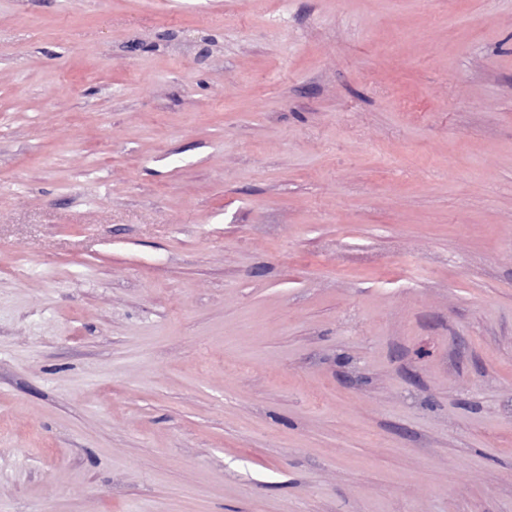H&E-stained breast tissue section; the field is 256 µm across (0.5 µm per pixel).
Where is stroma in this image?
<instances>
[{"instance_id":"obj_1","label":"stroma","mask_w":512,"mask_h":512,"mask_svg":"<svg viewBox=\"0 0 512 512\" xmlns=\"http://www.w3.org/2000/svg\"><path fill=\"white\" fill-rule=\"evenodd\" d=\"M0 512H512V0H0Z\"/></svg>"}]
</instances>
